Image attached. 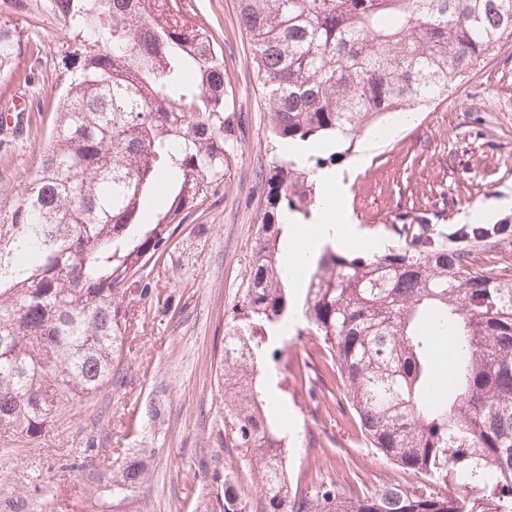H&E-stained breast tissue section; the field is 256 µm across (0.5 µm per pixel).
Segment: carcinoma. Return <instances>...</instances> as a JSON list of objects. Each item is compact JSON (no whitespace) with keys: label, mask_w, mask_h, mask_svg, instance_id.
I'll use <instances>...</instances> for the list:
<instances>
[{"label":"carcinoma","mask_w":512,"mask_h":512,"mask_svg":"<svg viewBox=\"0 0 512 512\" xmlns=\"http://www.w3.org/2000/svg\"><path fill=\"white\" fill-rule=\"evenodd\" d=\"M238 23L278 153L259 171L251 263L224 334V447L257 472L250 512H512V274L470 252L512 224H437L423 212L387 225L373 254L326 244L307 265L300 378L335 396L348 421L415 485L341 489L288 477L285 438L254 375L288 330L293 281L279 261L285 214L310 220L323 159L294 142L339 138L348 154L378 118L448 98L512 38V0H238ZM80 42L39 164L0 208V430L35 438L70 401L124 366L148 295L145 271L191 212L224 186L238 152L224 52L186 0H53ZM0 22V75L21 58ZM453 336L449 386L438 337ZM140 472H118L126 490Z\"/></svg>","instance_id":"cac0c4a2"}]
</instances>
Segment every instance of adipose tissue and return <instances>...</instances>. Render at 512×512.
Instances as JSON below:
<instances>
[{"label": "adipose tissue", "instance_id": "1", "mask_svg": "<svg viewBox=\"0 0 512 512\" xmlns=\"http://www.w3.org/2000/svg\"><path fill=\"white\" fill-rule=\"evenodd\" d=\"M319 181L324 186L322 201L323 210L317 216V225L296 223L294 216H285L284 221L288 226V239L292 245L291 254L287 260L290 269H299L302 261L310 259L314 251L329 241H342L361 249H380L378 241L365 238L363 234L352 224H338L330 220L326 210L336 194L339 179L330 171L320 172Z\"/></svg>", "mask_w": 512, "mask_h": 512}]
</instances>
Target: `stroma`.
Returning <instances> with one entry per match:
<instances>
[{
  "mask_svg": "<svg viewBox=\"0 0 512 512\" xmlns=\"http://www.w3.org/2000/svg\"><path fill=\"white\" fill-rule=\"evenodd\" d=\"M199 23L224 46L236 97L239 152L218 194L183 224L151 271L150 294L137 302V331L119 379L71 404L38 438L0 433V512H221L225 490L254 498L258 477L225 447L220 360L224 329L249 274L261 192L256 173L271 157L269 128L241 33L237 0H188ZM27 37L19 67L0 76V104L27 119L19 134L0 131V204H9L36 167L49 137L56 87L74 50L51 0H0V22ZM390 136L359 137L339 159L341 220L363 191L377 215L368 232L384 236L397 208L446 215L448 223L512 219V40L477 64L448 99L416 108L410 119L382 117ZM313 337L288 334L278 362L259 382L283 436L290 473L322 472L368 486L413 482L412 474L354 436L338 404L309 393L295 375ZM332 438L327 453L312 439ZM140 471L121 495L112 472Z\"/></svg>",
  "mask_w": 512,
  "mask_h": 512,
  "instance_id": "1",
  "label": "stroma"
}]
</instances>
